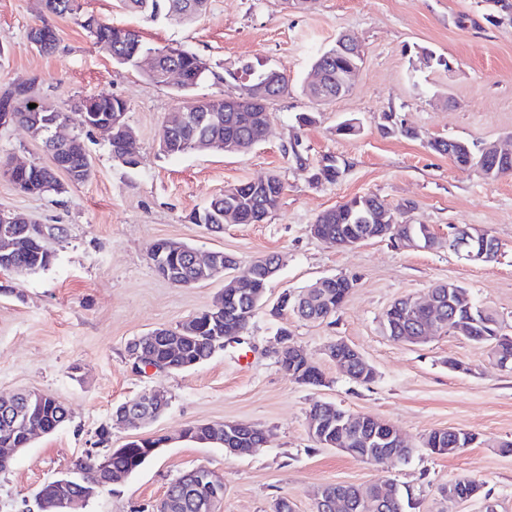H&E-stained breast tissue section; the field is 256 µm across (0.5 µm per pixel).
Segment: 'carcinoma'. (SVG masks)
Instances as JSON below:
<instances>
[{
  "instance_id": "1",
  "label": "carcinoma",
  "mask_w": 512,
  "mask_h": 512,
  "mask_svg": "<svg viewBox=\"0 0 512 512\" xmlns=\"http://www.w3.org/2000/svg\"><path fill=\"white\" fill-rule=\"evenodd\" d=\"M131 11L140 13L149 18L159 15L170 17L176 21H191L207 8L208 0H122ZM47 11L56 16H72L80 20L81 26L88 31L95 43L105 47L112 58L119 64L136 65L137 58L133 57L134 49L140 53H154L162 55L172 47H154L143 40H138L139 46L116 45L115 26L112 23L94 19L87 21V16L81 11L80 0H45ZM166 60L179 67L184 80L181 92L186 94L194 89L201 81L206 70L200 58L189 50H183L177 56H168ZM361 58L346 53L327 56L319 55L313 66L321 67L326 71L327 84L325 93L336 95V88L345 84L349 79L351 69L359 66ZM14 97V118L16 123L25 127L33 137L45 140L53 134L54 120L65 122L70 119L69 113L63 107L31 108L29 104L35 100L32 87L18 85L7 89L0 95ZM90 110L101 115V120L108 121L115 112L128 113L124 100L107 93L89 95L75 104V110ZM201 131L218 136L225 141L244 140L251 144L261 140V127L248 121L245 112H223L221 119L212 125L204 123ZM196 136L185 129L173 132L170 144L166 150L168 155L183 154L194 150ZM431 150L446 155L453 163L460 167H475L477 149L475 145L462 139L448 141L440 138L429 143ZM61 156L73 161V164L63 167V171L72 175L71 182L82 183L92 175V165L89 157L79 139L63 144ZM315 174L327 183L336 182L341 170L333 157H327ZM15 186L22 192L31 195L46 193H59L63 185L45 167L34 165L29 171L22 174ZM284 185L281 178L260 193L252 191L247 182L231 186L224 193L213 198L204 208L193 212L190 220L194 224H222L224 217L235 213H258L262 218H268L281 198ZM391 211L389 205L374 194L354 198L333 209L319 215L316 223L321 226V234L326 243L338 248H345L350 240L364 237L368 240L392 238L390 225L383 223L384 215ZM19 237L15 240V266L19 273H32L44 270L51 265L48 259L47 238L54 236L55 227L47 224H21L18 228ZM192 247L168 259L180 274L183 287H190L200 279L199 273L191 266L187 252ZM314 290L311 288L298 296L292 297L285 308L296 312V315L307 320H326L335 314L344 304L350 289L337 285L325 289V295L320 301H313ZM445 307L449 308L453 316V325L460 328L459 335L466 337L476 347L483 350L494 347L501 358H511L512 365V336L503 332L502 326L495 314L481 306L476 305L470 293L463 286L454 282L446 283L444 289ZM223 312L218 316L211 315V310L201 311L193 316L192 322L209 323L207 331L198 335H185L178 330H162L165 337L145 345L144 352L174 366V370L182 371L184 366H196L205 362L209 354L212 341L224 337V331L237 325L247 326L254 317L252 299L245 294H226L222 300ZM426 318V309L418 307L411 313L405 312L397 304L390 305L384 312V326L389 336L398 342H407V337L420 335V327ZM277 363L299 373L300 378H315L323 382V373L320 369L310 367L307 363L295 357L289 349H284L277 358ZM32 420L36 422L47 421L54 427L61 426L69 418L68 409L53 396H47L43 403L26 408ZM335 407H322L314 403L309 410L308 417L324 422L326 435L336 437ZM188 435L196 442L222 444L224 443V429L221 425L202 427L193 426L188 429ZM160 443L158 439H142L133 443L124 454L112 457V467L122 469L131 474L137 471L149 458L154 456L150 448ZM180 480H175L168 487L164 498L157 507V512H207L205 505L197 504L188 494L178 491ZM335 489L349 494L362 492L370 497V501L360 504L353 512H405L404 497L397 490L388 493L376 485L364 490L353 485H337Z\"/></svg>"
}]
</instances>
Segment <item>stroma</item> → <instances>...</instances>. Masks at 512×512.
<instances>
[{"instance_id": "obj_1", "label": "stroma", "mask_w": 512, "mask_h": 512, "mask_svg": "<svg viewBox=\"0 0 512 512\" xmlns=\"http://www.w3.org/2000/svg\"><path fill=\"white\" fill-rule=\"evenodd\" d=\"M83 11L138 31L153 46L195 53L207 71L192 97L239 93L236 73L246 63L280 70L288 91L269 102L270 129L250 152L168 155L158 134L182 98L174 85L150 83L144 67L117 65L73 18L48 13L44 0H0V92L31 83L41 101L61 106L104 91L126 101L138 137V164L128 167L113 158L106 133L74 117L67 132L91 160L88 181L74 184L63 174V192L31 196L0 173V209L62 229L46 241L54 254L47 269L0 272V395L39 391L70 412L0 470V512H39L36 492L77 460L147 437L167 443L83 512H156L170 483L199 466L224 481L217 512H273L282 497L294 512H314L322 486L380 482L409 493L408 512H485L489 504L512 512V453L500 449L512 442V370L453 332L402 344L382 327L396 299L423 297L451 281L512 331V176L484 179L429 147L437 138L479 146L512 135V15L486 0H209L206 13L189 23L130 13L121 0H84ZM43 23L58 38L49 54L27 38ZM342 34L355 37L363 52L352 88L336 101L315 102L305 91L311 64ZM429 52L450 67L427 61ZM301 112L316 113L317 123L299 126ZM386 112L414 136L383 134ZM348 119L357 133L338 134ZM296 142L310 166L334 157L340 178L311 183L293 161ZM0 160L51 163L43 142L17 124L0 127ZM271 172L284 191L264 223L214 232L191 222V213L225 187ZM367 194L404 208V222L429 225L438 245L413 249L375 239L345 249L310 233L321 212ZM454 226L491 230L502 244L496 260L471 263L450 253ZM161 239L233 256L239 275L270 254L280 267L239 340L189 370L138 373L128 361L129 343L156 328H176L212 306L224 286L216 278L178 287L160 277L148 248ZM338 275L354 286L333 322L275 314L283 292ZM283 325L322 370L324 385L297 383L279 367L276 331ZM336 340L362 354L375 371L372 381L350 379L325 355ZM153 389L166 393L165 413L146 424L114 421L117 406ZM316 401L388 421L410 456L377 466L317 444L307 422ZM216 422L255 425L267 441L239 457L181 435ZM445 429L469 431L476 440L449 456L432 454L425 437ZM460 478L482 482L483 496L449 502L444 490Z\"/></svg>"}]
</instances>
